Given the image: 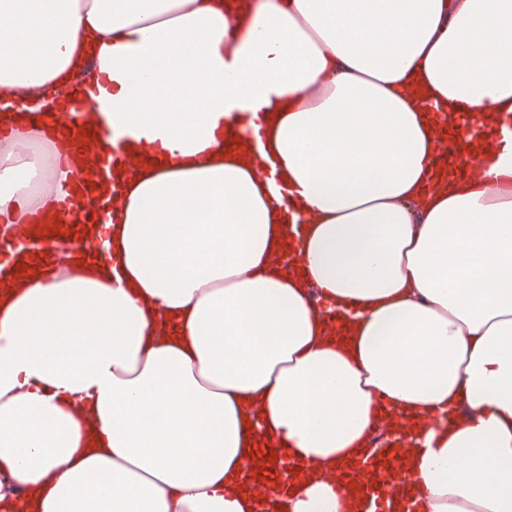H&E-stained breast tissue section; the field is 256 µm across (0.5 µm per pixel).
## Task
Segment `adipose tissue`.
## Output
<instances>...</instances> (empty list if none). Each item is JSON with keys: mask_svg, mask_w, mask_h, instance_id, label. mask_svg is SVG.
<instances>
[{"mask_svg": "<svg viewBox=\"0 0 512 512\" xmlns=\"http://www.w3.org/2000/svg\"><path fill=\"white\" fill-rule=\"evenodd\" d=\"M84 87L160 158L78 183ZM0 89V240L106 238L0 282V512H348L438 412L398 498L512 512V0H0ZM402 441L400 433L380 432L374 434L369 440L371 448H368L367 454L361 456L354 465L345 469L348 477L354 512H391V491L395 484L404 483L408 473L406 472L403 461L397 452V445ZM368 473L375 479L378 473L380 477H389L392 485L387 491V495L378 496L369 500L370 494L367 479L361 474Z\"/></svg>", "mask_w": 512, "mask_h": 512, "instance_id": "obj_1", "label": "adipose tissue"}]
</instances>
